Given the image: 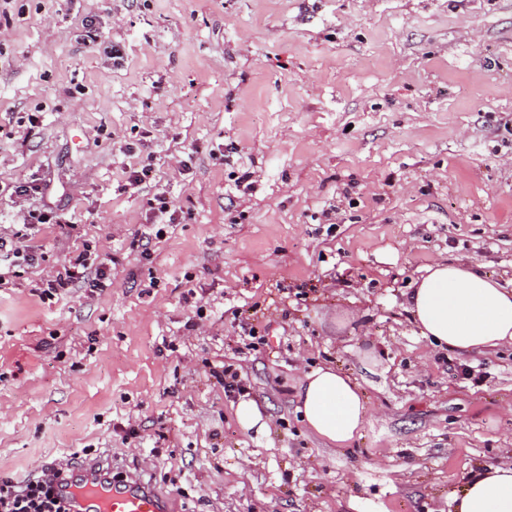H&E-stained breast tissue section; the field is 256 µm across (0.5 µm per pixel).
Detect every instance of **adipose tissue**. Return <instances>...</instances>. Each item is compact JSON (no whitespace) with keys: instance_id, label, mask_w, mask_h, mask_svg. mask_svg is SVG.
<instances>
[{"instance_id":"ef3b65f1","label":"adipose tissue","mask_w":512,"mask_h":512,"mask_svg":"<svg viewBox=\"0 0 512 512\" xmlns=\"http://www.w3.org/2000/svg\"><path fill=\"white\" fill-rule=\"evenodd\" d=\"M407 310L421 335L441 345L483 352L512 344V289L462 261L428 266ZM297 401L311 433L335 446L348 444L366 422L361 390L329 365L304 375ZM451 512H512V464L476 473L453 499Z\"/></svg>"}]
</instances>
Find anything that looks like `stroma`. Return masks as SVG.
<instances>
[{"instance_id": "1", "label": "stroma", "mask_w": 512, "mask_h": 512, "mask_svg": "<svg viewBox=\"0 0 512 512\" xmlns=\"http://www.w3.org/2000/svg\"><path fill=\"white\" fill-rule=\"evenodd\" d=\"M27 179L65 221L0 287V477L107 461L168 512H448L512 462V347L435 348L404 309L437 260L512 280V0H0L2 236ZM86 245L111 287L42 300ZM326 365L368 407L343 448L297 411ZM235 413L239 424L245 430L255 429L257 434L262 435L269 433L268 421L257 403L252 399H240L236 406Z\"/></svg>"}]
</instances>
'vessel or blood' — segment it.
Returning <instances> with one entry per match:
<instances>
[{
  "instance_id": "b4317fda",
  "label": "vessel or blood",
  "mask_w": 512,
  "mask_h": 512,
  "mask_svg": "<svg viewBox=\"0 0 512 512\" xmlns=\"http://www.w3.org/2000/svg\"><path fill=\"white\" fill-rule=\"evenodd\" d=\"M68 512H163L157 494L136 478L112 483L102 463L74 468L66 480L56 486Z\"/></svg>"
}]
</instances>
